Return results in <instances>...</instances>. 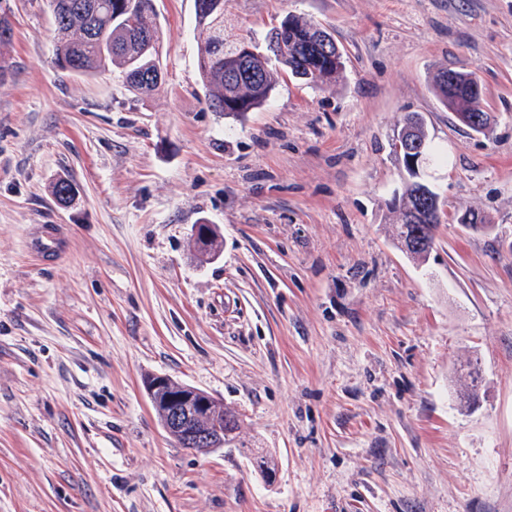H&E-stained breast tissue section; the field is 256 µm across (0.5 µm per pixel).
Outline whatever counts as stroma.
Here are the masks:
<instances>
[{"mask_svg":"<svg viewBox=\"0 0 512 512\" xmlns=\"http://www.w3.org/2000/svg\"><path fill=\"white\" fill-rule=\"evenodd\" d=\"M155 6L142 98L54 67L48 0H0V512H512V0H224L227 42L293 14L344 60L321 87L273 64L241 119L205 104L194 0ZM443 68L482 86L486 133L434 94ZM411 112L447 154L427 171L447 213L492 226L444 221L423 266L394 233ZM150 375L235 411L236 445L179 446ZM13 39V28L9 15L1 12L0 15V80L4 79L11 70V63L8 61L3 50L7 49Z\"/></svg>","mask_w":512,"mask_h":512,"instance_id":"obj_1","label":"stroma"}]
</instances>
